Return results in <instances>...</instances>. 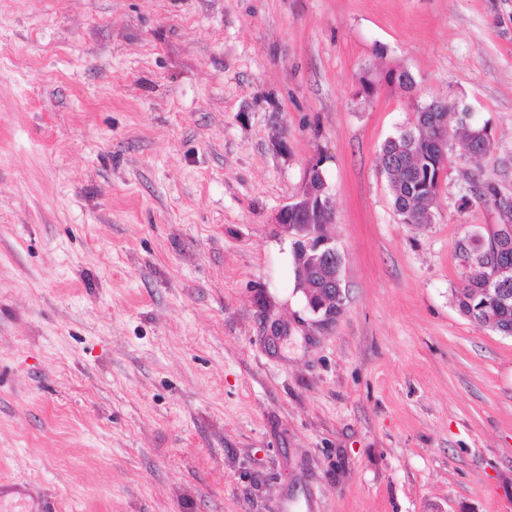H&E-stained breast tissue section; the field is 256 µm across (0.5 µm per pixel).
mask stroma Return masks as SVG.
<instances>
[{
    "mask_svg": "<svg viewBox=\"0 0 512 512\" xmlns=\"http://www.w3.org/2000/svg\"><path fill=\"white\" fill-rule=\"evenodd\" d=\"M408 71L414 90H361ZM445 99L434 221L382 145ZM321 162L346 292L276 223ZM512 194V0H0V483L51 512H512V337L464 175ZM461 206L478 203L497 211L499 224L489 225L484 231L466 234L456 245L460 260L466 263V272L462 274L461 288L456 298L460 310L482 327L506 337H512V279L502 281L492 277L502 266L512 267V234L504 228L512 226V196L503 194L493 180L469 178L466 193L462 195ZM508 231L512 233V227ZM492 288L497 298L489 296ZM485 301L490 307L481 306ZM475 308L484 309L472 318L470 303ZM486 311L491 313L490 319Z\"/></svg>",
    "mask_w": 512,
    "mask_h": 512,
    "instance_id": "1",
    "label": "stroma"
}]
</instances>
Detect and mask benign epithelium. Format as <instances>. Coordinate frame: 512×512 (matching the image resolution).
<instances>
[{"label": "benign epithelium", "instance_id": "benign-epithelium-1", "mask_svg": "<svg viewBox=\"0 0 512 512\" xmlns=\"http://www.w3.org/2000/svg\"><path fill=\"white\" fill-rule=\"evenodd\" d=\"M312 220L318 229L305 237L304 259L309 270L295 271L298 287L307 296L308 308L315 314L330 311V305L336 299V245L325 234L326 226L335 223V209L329 194L310 203L304 195H297L277 215V224L282 232L297 239L303 233L302 222Z\"/></svg>", "mask_w": 512, "mask_h": 512}]
</instances>
